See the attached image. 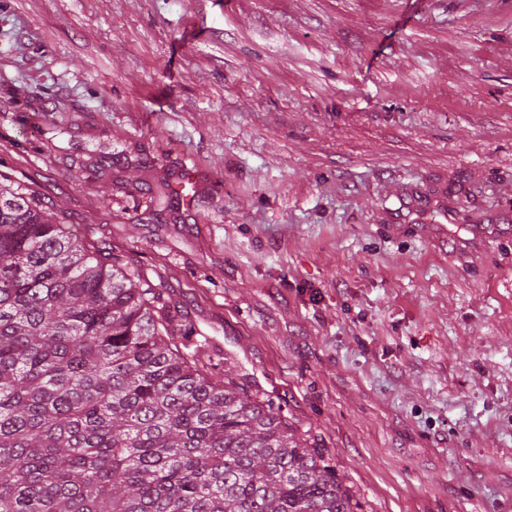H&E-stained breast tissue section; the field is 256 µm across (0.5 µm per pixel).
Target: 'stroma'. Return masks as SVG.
Returning a JSON list of instances; mask_svg holds the SVG:
<instances>
[{"instance_id": "obj_1", "label": "stroma", "mask_w": 512, "mask_h": 512, "mask_svg": "<svg viewBox=\"0 0 512 512\" xmlns=\"http://www.w3.org/2000/svg\"><path fill=\"white\" fill-rule=\"evenodd\" d=\"M3 178L362 512H512V0H0Z\"/></svg>"}]
</instances>
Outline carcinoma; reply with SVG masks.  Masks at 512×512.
Listing matches in <instances>:
<instances>
[{"label":"carcinoma","instance_id":"obj_1","mask_svg":"<svg viewBox=\"0 0 512 512\" xmlns=\"http://www.w3.org/2000/svg\"><path fill=\"white\" fill-rule=\"evenodd\" d=\"M124 258L0 182V512H362Z\"/></svg>","mask_w":512,"mask_h":512}]
</instances>
